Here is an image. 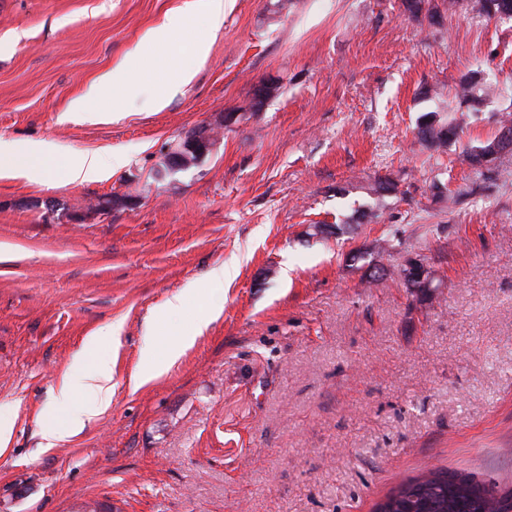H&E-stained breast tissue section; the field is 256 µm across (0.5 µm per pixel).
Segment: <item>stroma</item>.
Listing matches in <instances>:
<instances>
[{"label": "stroma", "instance_id": "stroma-1", "mask_svg": "<svg viewBox=\"0 0 512 512\" xmlns=\"http://www.w3.org/2000/svg\"><path fill=\"white\" fill-rule=\"evenodd\" d=\"M432 3L435 24L401 0H227L214 30L176 25L182 0H0V139L125 160L82 184L0 177V512H373L437 469L512 489V148L463 160L512 113V18ZM120 65L133 96L69 113ZM471 76L491 88L477 112ZM432 111L463 126L438 152L416 135ZM228 112L198 166L154 178ZM114 194L129 205L100 212ZM417 255L436 288L404 283ZM218 267V312L144 376ZM91 336L112 402L48 441L85 400L58 388Z\"/></svg>", "mask_w": 512, "mask_h": 512}]
</instances>
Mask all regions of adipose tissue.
<instances>
[{
  "mask_svg": "<svg viewBox=\"0 0 512 512\" xmlns=\"http://www.w3.org/2000/svg\"><path fill=\"white\" fill-rule=\"evenodd\" d=\"M122 163V157L117 155L87 154L64 161V177L71 183L99 181ZM111 380L112 359L107 354H97L91 361L79 362L72 367L60 384L58 398L66 403L74 393L80 392L86 395L87 401L73 411L71 426L82 425L107 409L112 399Z\"/></svg>",
  "mask_w": 512,
  "mask_h": 512,
  "instance_id": "1",
  "label": "adipose tissue"
}]
</instances>
